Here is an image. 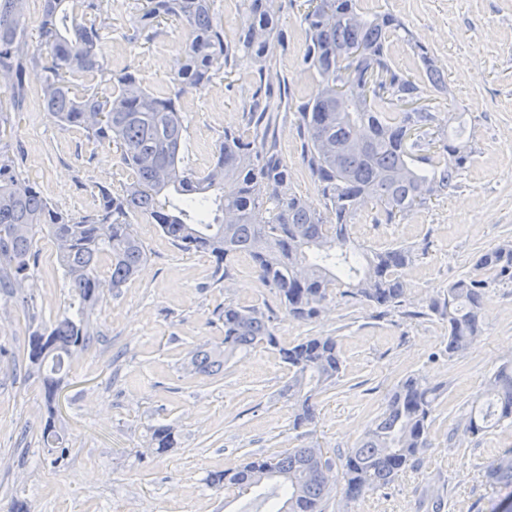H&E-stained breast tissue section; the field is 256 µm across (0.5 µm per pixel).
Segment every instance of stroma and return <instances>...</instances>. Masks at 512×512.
Segmentation results:
<instances>
[{
    "instance_id": "obj_1",
    "label": "stroma",
    "mask_w": 512,
    "mask_h": 512,
    "mask_svg": "<svg viewBox=\"0 0 512 512\" xmlns=\"http://www.w3.org/2000/svg\"><path fill=\"white\" fill-rule=\"evenodd\" d=\"M284 39L265 73L240 67L179 97L187 127L182 151L189 169L206 170L225 129L252 135L246 111L257 88L309 95L313 73L301 23L304 0H277ZM372 13L397 16L427 47L444 76L433 104L442 117L464 116L475 152L460 186L398 224L375 223L374 209L358 212L351 238L364 248L411 247L406 291L396 306L379 309L331 296L320 317L288 316L274 290L257 277L244 254L214 282L211 258L182 252L156 224L134 217L147 260L120 294L106 296L92 319L99 340L75 355L48 416L42 380L26 367L29 335L67 309L70 293L48 233L35 248L39 264L32 306L0 293V512L23 502L27 512H242L259 506L258 491L211 487V473L249 456L318 445L336 463L363 437L408 375L437 390L429 446L389 485L348 499L335 491L327 512H490L502 496L489 481L492 464L512 452V425L465 433L474 401L493 374L512 365V282L483 290L480 335L464 353L449 356L448 323L428 310L448 285L473 274L482 251L512 243V0H360ZM139 0H105L101 36L109 72L137 73L154 94L175 93L171 72L189 39L185 26L161 24L152 39H134ZM39 70L28 71L32 93L16 117L14 140L23 151L19 173L63 212L79 217L97 205L96 187L130 179L116 148L79 128L63 126L43 109ZM292 172L293 190L318 202V187L302 160L303 138L292 109L281 107L269 130ZM270 316L280 344L310 336L336 337L343 372L312 399L313 424L293 425L294 405L282 394L288 369L275 349L236 354L215 375L196 373L193 349L219 345L224 303ZM53 418L65 456L43 440ZM169 425L179 446L160 454L150 433Z\"/></svg>"
}]
</instances>
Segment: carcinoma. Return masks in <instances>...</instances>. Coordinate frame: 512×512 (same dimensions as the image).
Here are the masks:
<instances>
[{"label": "carcinoma", "instance_id": "cac0c4a2", "mask_svg": "<svg viewBox=\"0 0 512 512\" xmlns=\"http://www.w3.org/2000/svg\"><path fill=\"white\" fill-rule=\"evenodd\" d=\"M26 2L0 0V78L10 90L9 105H0V290L28 301L23 288L37 262L34 238L48 230L79 307L31 334L29 370L43 375L47 403L54 402L72 357L99 335L91 315L104 300L98 275L101 255L111 258L109 287L114 294L147 258L132 216L151 219L180 250L209 255L217 281L227 275L231 257L248 255L259 280L276 290L288 315L297 320L317 317L334 288L344 298L377 307L401 302L403 273L413 262V250L402 245L360 250L350 237L351 220L370 204L387 224L405 219L455 189L472 156L468 143L449 136L439 113L424 104L445 80L402 21L390 13L367 14L357 0H306L305 63L315 86L297 103L295 115L305 168L321 192L320 203L314 205L292 191L288 166L274 151L234 130H224L205 171L187 169L181 162L187 127L177 106L180 95L244 62L261 69L273 58L279 27L273 0H243L232 44L224 41L212 0H142L139 31L154 28L162 19L189 29V41L173 69L177 92L172 97L150 92L130 71L110 76L114 91L109 97L76 93L69 75L106 73L94 21L102 0H44L39 46L33 52L25 49ZM89 17L92 21L85 22ZM398 38L413 48L424 78L410 77L393 64L388 47ZM37 68L45 72L43 107L63 125L116 145L131 175L117 189L97 186L98 206L78 218L61 213L35 184L17 176L20 147L6 138L13 128L12 113L22 111L27 102L26 72ZM277 108L270 97L257 100L247 112L248 121H270ZM226 182L236 184L233 193H222ZM475 270L477 275L451 283L429 305L448 322L450 357L468 349L479 335L482 290L487 286L482 275L512 280V246L482 252ZM218 319L224 323L221 345L196 349L194 369L210 375L238 352L261 344L273 347L288 367L284 392L297 408L295 427L312 423L315 391L335 383L342 372L336 338L313 336L283 346L269 318L233 303L224 304ZM436 400V389L420 377L401 381L386 409L345 456L338 479L345 496L357 498L388 485L416 460L427 447ZM508 420L512 366L506 365L490 380L486 403L471 408L466 431L477 435L492 422ZM176 444L171 428L153 429L151 445L157 451ZM320 466H334L322 449L287 448L216 472L210 482L241 493L268 484L273 500L268 512H327L334 485L311 476ZM489 477L512 498V456L501 458Z\"/></svg>", "mask_w": 512, "mask_h": 512}]
</instances>
